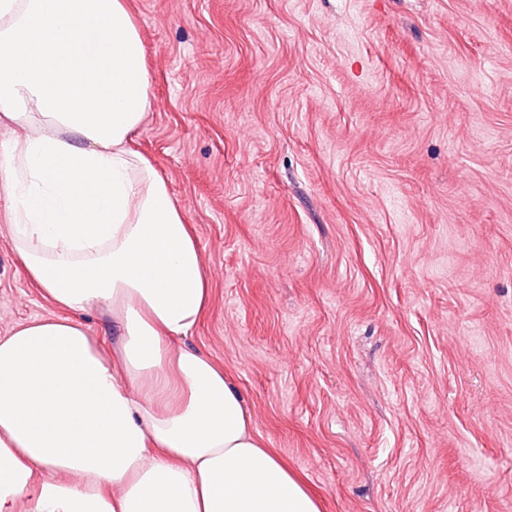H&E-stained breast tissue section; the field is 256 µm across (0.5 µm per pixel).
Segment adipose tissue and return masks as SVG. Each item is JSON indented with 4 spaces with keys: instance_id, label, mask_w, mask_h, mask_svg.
I'll return each instance as SVG.
<instances>
[{
    "instance_id": "obj_1",
    "label": "adipose tissue",
    "mask_w": 512,
    "mask_h": 512,
    "mask_svg": "<svg viewBox=\"0 0 512 512\" xmlns=\"http://www.w3.org/2000/svg\"><path fill=\"white\" fill-rule=\"evenodd\" d=\"M149 89L126 0H0V197L57 310L0 338V512H322L223 367L184 344L210 288L135 144ZM96 308L117 343L87 335Z\"/></svg>"
}]
</instances>
